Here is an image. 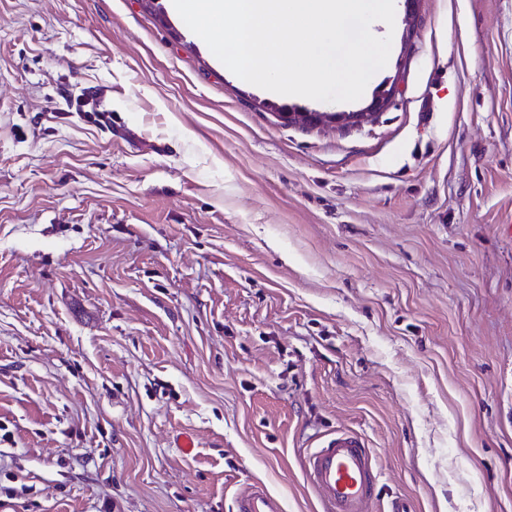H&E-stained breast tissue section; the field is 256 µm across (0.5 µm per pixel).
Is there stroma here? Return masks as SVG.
Instances as JSON below:
<instances>
[{
    "instance_id": "obj_1",
    "label": "stroma",
    "mask_w": 512,
    "mask_h": 512,
    "mask_svg": "<svg viewBox=\"0 0 512 512\" xmlns=\"http://www.w3.org/2000/svg\"><path fill=\"white\" fill-rule=\"evenodd\" d=\"M166 3L0 0V512H319L340 428L417 512H512V0H419L408 48L395 0L354 102ZM387 102V100L376 96L372 99L367 108L359 112H341L336 114H315L309 112H299L297 115L308 118L309 122H318L325 119L327 121L346 125H359L369 116L377 114L379 111L383 110L386 107ZM235 512H284L282 500L260 485H253L236 495Z\"/></svg>"
}]
</instances>
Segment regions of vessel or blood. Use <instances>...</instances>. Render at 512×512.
<instances>
[{"instance_id": "b4317fda", "label": "vessel or blood", "mask_w": 512, "mask_h": 512, "mask_svg": "<svg viewBox=\"0 0 512 512\" xmlns=\"http://www.w3.org/2000/svg\"><path fill=\"white\" fill-rule=\"evenodd\" d=\"M375 468L364 438L339 429L307 456L304 474L323 512H377ZM234 512H284V505L255 485L237 494Z\"/></svg>"}]
</instances>
